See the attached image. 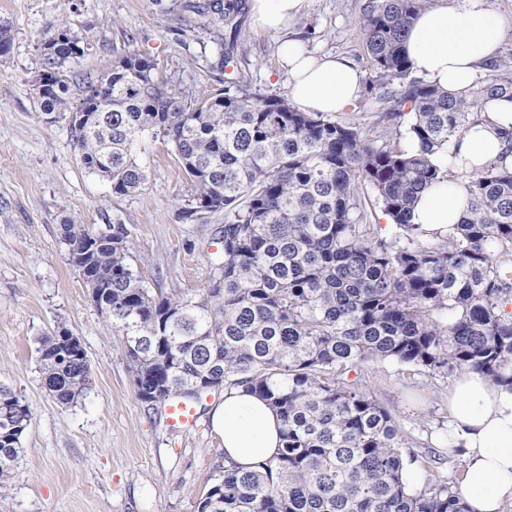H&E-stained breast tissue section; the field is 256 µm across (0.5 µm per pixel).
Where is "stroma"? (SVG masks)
I'll return each mask as SVG.
<instances>
[{
  "instance_id": "1",
  "label": "stroma",
  "mask_w": 512,
  "mask_h": 512,
  "mask_svg": "<svg viewBox=\"0 0 512 512\" xmlns=\"http://www.w3.org/2000/svg\"><path fill=\"white\" fill-rule=\"evenodd\" d=\"M361 4L309 0L295 31L308 49L346 55L367 69ZM238 21L231 77L264 95H287L277 37L257 27L250 8ZM0 26L11 38L0 55V384L31 412L0 512H197L224 461L209 416L224 395L204 398L190 434L169 428L163 413L141 402L122 337L92 302L59 228L68 220L126 225L146 282L175 292L209 280L224 216L185 218L194 187L159 136L136 150L148 176L143 190L114 194L109 181L82 166L67 118L44 120L34 84L42 44L61 27L84 48L72 64L81 77L101 76L137 51L192 93L216 86L220 48L204 30H181L154 0H0ZM62 331L79 337L91 367L83 396L71 405L52 398L38 362L42 338ZM361 380L411 436L416 483L425 478L420 458L432 452L442 459V475L461 481L465 455L448 445V374L378 362Z\"/></svg>"
}]
</instances>
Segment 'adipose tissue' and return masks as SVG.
Masks as SVG:
<instances>
[{"label":"adipose tissue","mask_w":512,"mask_h":512,"mask_svg":"<svg viewBox=\"0 0 512 512\" xmlns=\"http://www.w3.org/2000/svg\"><path fill=\"white\" fill-rule=\"evenodd\" d=\"M308 0H251V13L263 30L278 35V52L288 76V96L305 112L337 113L356 102L365 90L363 72L348 58L310 54L292 28ZM503 22L484 0H447L421 12L411 24L404 50L417 75L440 88L458 92L484 71L497 53ZM512 127V106L487 105L483 120L457 145L456 154L440 156V164L461 158L480 165L505 151L500 129ZM461 185L444 182L423 192L415 221L426 231L450 234L466 211ZM214 430L234 463L251 467L272 457L280 443L281 422L259 396L232 389L211 412ZM448 432L466 448L467 465L459 488L470 512H503L512 503V388L487 376L465 371L448 383Z\"/></svg>","instance_id":"obj_1"}]
</instances>
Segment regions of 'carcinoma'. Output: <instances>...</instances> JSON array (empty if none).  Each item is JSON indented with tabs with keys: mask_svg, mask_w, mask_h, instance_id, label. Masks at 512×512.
Returning a JSON list of instances; mask_svg holds the SVG:
<instances>
[{
	"mask_svg": "<svg viewBox=\"0 0 512 512\" xmlns=\"http://www.w3.org/2000/svg\"><path fill=\"white\" fill-rule=\"evenodd\" d=\"M431 2L365 0L366 89L389 104L373 137L239 80L188 103L136 52L79 83L72 102L65 69L84 48L61 28L42 53V71L56 78L40 111L97 115L86 131L73 121L70 129L84 167L113 193L144 187L136 148L160 135L195 185L185 218L224 213L207 286L171 295L145 285L125 225L102 240L94 224L60 225L70 263L95 279L99 310L122 332L142 402L157 410L174 398L198 404L213 390L241 388L281 421L276 455L248 469L224 459L197 512H468L434 473L435 456L423 458L425 485L405 486L408 436L350 378L389 361L477 370L512 386V167L504 164L512 146L475 170L435 161L488 103L512 102V61L493 62L458 93L414 77L403 42ZM237 8L235 0H172L166 10L220 41ZM444 180L459 182L468 199L449 237L413 222L419 195ZM364 186L391 220L388 237L368 222ZM39 363L58 403L83 395L86 357L65 363L59 336L41 342ZM30 422L20 397L0 388V493Z\"/></svg>",
	"mask_w": 512,
	"mask_h": 512,
	"instance_id": "obj_1",
	"label": "carcinoma"
}]
</instances>
